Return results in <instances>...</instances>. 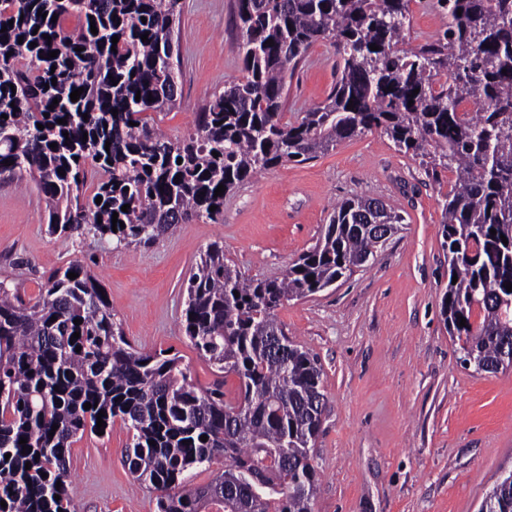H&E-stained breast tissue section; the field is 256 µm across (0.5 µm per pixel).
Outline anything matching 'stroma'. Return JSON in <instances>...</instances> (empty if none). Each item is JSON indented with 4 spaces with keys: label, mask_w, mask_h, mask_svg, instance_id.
<instances>
[{
    "label": "stroma",
    "mask_w": 512,
    "mask_h": 512,
    "mask_svg": "<svg viewBox=\"0 0 512 512\" xmlns=\"http://www.w3.org/2000/svg\"><path fill=\"white\" fill-rule=\"evenodd\" d=\"M235 0H181L173 44L179 105L150 113L169 137L192 132L208 97L242 79ZM448 17L435 0H410L405 48L435 40ZM331 41L315 43L284 92L288 121L321 104L339 75ZM454 178L432 182L420 157L372 130L302 163L255 174L224 198L217 222L175 225L153 243L115 245L48 230L43 195L27 174H0V278L35 298L47 275L88 266L124 336L136 349L170 351L193 383L221 376L184 333L188 280L207 246L246 276L282 278L315 245L329 215L363 196L401 209L405 221L374 260L349 277L278 308L291 340L324 372L326 407L314 464L313 512H477L486 492L512 472V369L475 372L442 316L448 284L442 208ZM131 432L114 423L70 450L74 512H157L156 494L124 463Z\"/></svg>",
    "instance_id": "obj_1"
}]
</instances>
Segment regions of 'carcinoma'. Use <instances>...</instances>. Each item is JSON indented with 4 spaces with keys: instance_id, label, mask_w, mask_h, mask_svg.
<instances>
[{
    "instance_id": "carcinoma-1",
    "label": "carcinoma",
    "mask_w": 512,
    "mask_h": 512,
    "mask_svg": "<svg viewBox=\"0 0 512 512\" xmlns=\"http://www.w3.org/2000/svg\"><path fill=\"white\" fill-rule=\"evenodd\" d=\"M408 2L235 0L244 79L212 94L194 131L174 141L144 114L179 100L180 0H0V173L29 172L51 233L121 246L157 240L174 224L215 222L224 211L219 185L230 192L261 170L379 129L425 159L429 178L455 174L441 221L457 277L444 293V320L476 372L511 370L512 0H436L448 27L405 50ZM72 16L82 20L74 31L65 26ZM320 40L341 55V75L324 102L285 121L287 79ZM91 170L98 181L87 195ZM371 203L342 202L279 281L248 278L223 244L208 247L189 279L184 332L218 372L238 378L232 399L219 386L197 387L177 357L134 350L83 264L50 273L33 302L0 280V512H72L69 449L97 434L101 411L102 430L119 420L132 432L126 463L159 492L158 512H312L323 370L276 311L362 266L371 240L360 218ZM115 212L124 227L114 231ZM221 462L210 483L183 490L188 473ZM479 512H512V474Z\"/></svg>"
}]
</instances>
